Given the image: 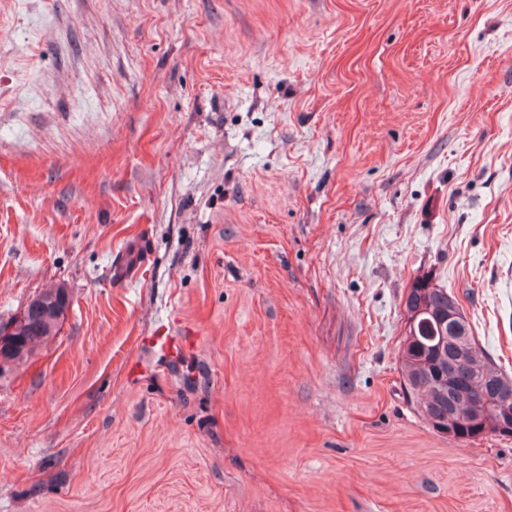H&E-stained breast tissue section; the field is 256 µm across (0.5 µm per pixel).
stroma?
Here are the masks:
<instances>
[{"label":"stroma","mask_w":512,"mask_h":512,"mask_svg":"<svg viewBox=\"0 0 512 512\" xmlns=\"http://www.w3.org/2000/svg\"><path fill=\"white\" fill-rule=\"evenodd\" d=\"M427 272L512 377V0H0V512H512ZM431 281L435 282L430 274H422L413 279L410 288L417 293L418 299L427 309L436 312L443 307L448 306V308L431 313L420 302L410 299L408 293L406 294L403 304L407 324L406 332L410 327L415 326L421 316L428 318L429 315L425 314L430 313L438 327L439 336H432V328L429 323L423 326L420 323L416 327L415 336H418V341H411L410 336L405 335L400 361L404 384L421 396L420 412L423 419L427 422V417L433 414L429 418L430 426L448 437L463 442L488 436L510 437V434L512 436V407L500 401V396L506 395L512 385L507 379L510 377L504 375L494 366L486 351L475 341L470 324L467 327V317L460 305L453 299L455 297L448 294V289L437 282L434 287H430ZM469 335L475 345L477 362L487 365L490 370L507 378L496 374H486L479 364L472 362L473 345ZM426 336H432L429 339L430 344L425 346V351L429 350L432 356L429 363L426 361L425 353L418 357L424 364L432 366L436 357L443 355L444 351L448 349V353L439 360V364H443L444 368L448 369V366L453 364L454 358L453 350L448 344L453 345L457 351V364L452 371L431 370V374L428 375L429 384L432 386L434 394L440 399L448 398V401L454 404L453 409L448 410V401L440 402L432 399L431 391L421 387L426 377L424 369L419 366L415 358L406 353V350L410 349H415L417 353L421 349L422 343L428 342ZM476 381H480L481 388L478 389L474 385ZM464 398L468 399L469 403L475 400L481 401L488 407L484 412L471 414L469 434L460 431V429L466 428L464 425H461L459 429L455 423L456 415ZM507 398L512 405V396L507 394ZM444 410L448 413L441 412ZM46 294L42 299L39 295ZM24 309L22 316L25 322L24 330L16 335V340L6 338L0 348V374L5 366L26 363L35 350L57 335L59 324L64 317L63 308L71 305L72 298L67 288L57 285L43 290ZM3 364V366H2Z\"/></svg>","instance_id":"35a3bbf8"}]
</instances>
